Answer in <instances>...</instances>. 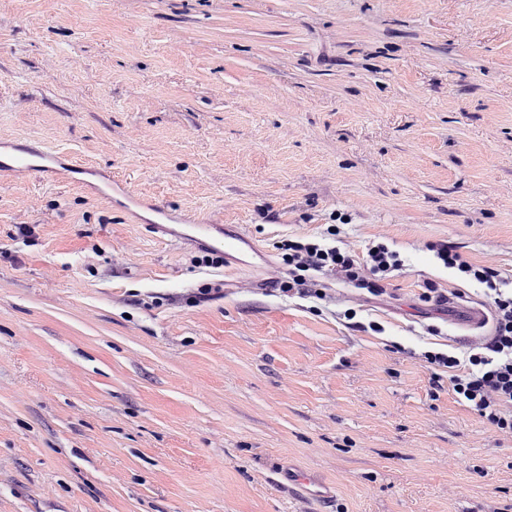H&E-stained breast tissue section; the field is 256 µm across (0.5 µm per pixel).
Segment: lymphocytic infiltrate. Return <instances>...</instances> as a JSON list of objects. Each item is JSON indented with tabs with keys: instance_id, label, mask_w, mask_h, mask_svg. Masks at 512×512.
I'll return each instance as SVG.
<instances>
[{
	"instance_id": "lymphocytic-infiltrate-1",
	"label": "lymphocytic infiltrate",
	"mask_w": 512,
	"mask_h": 512,
	"mask_svg": "<svg viewBox=\"0 0 512 512\" xmlns=\"http://www.w3.org/2000/svg\"><path fill=\"white\" fill-rule=\"evenodd\" d=\"M339 233L332 224L320 238L281 241L278 248L286 271L273 280L274 289L289 298L327 302L331 296L320 286L321 278L327 277L366 297L383 296L385 280L403 265L399 254L376 242L365 258H358L339 246ZM435 256L444 267L483 286L491 302L494 332L489 341L471 342L465 358L434 351L424 352L423 358L432 369L449 371L452 390L465 406L489 425L512 433V289L495 269L470 264L448 245H436Z\"/></svg>"
}]
</instances>
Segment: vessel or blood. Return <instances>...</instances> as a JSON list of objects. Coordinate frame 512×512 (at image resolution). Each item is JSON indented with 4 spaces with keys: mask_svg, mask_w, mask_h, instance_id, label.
I'll return each instance as SVG.
<instances>
[{
    "mask_svg": "<svg viewBox=\"0 0 512 512\" xmlns=\"http://www.w3.org/2000/svg\"><path fill=\"white\" fill-rule=\"evenodd\" d=\"M91 168L77 163L72 157L50 149L32 145H1L0 146V175L15 179L38 176L52 179L59 175L70 178L91 175ZM93 189L98 194L107 196L125 212L127 218L135 224L147 223L151 231H165L167 225L184 224L185 230L181 237L184 240L202 245L208 249L223 254L225 260H236L237 256L249 251L253 254H263L264 248L253 240L244 227L233 230L225 229L215 218L183 219L179 211L162 203L152 204L150 210L152 219H144L140 213L142 200L128 182L101 176L99 183ZM289 485L300 488L309 496L320 497L324 494L322 482L308 473L285 472L282 475Z\"/></svg>",
    "mask_w": 512,
    "mask_h": 512,
    "instance_id": "vessel-or-blood-1",
    "label": "vessel or blood"
}]
</instances>
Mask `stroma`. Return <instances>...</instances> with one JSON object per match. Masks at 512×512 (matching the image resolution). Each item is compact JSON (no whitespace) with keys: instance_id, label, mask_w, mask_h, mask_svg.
I'll use <instances>...</instances> for the list:
<instances>
[{"instance_id":"1","label":"stroma","mask_w":512,"mask_h":512,"mask_svg":"<svg viewBox=\"0 0 512 512\" xmlns=\"http://www.w3.org/2000/svg\"><path fill=\"white\" fill-rule=\"evenodd\" d=\"M1 140L244 225L278 273L339 215L404 265L335 284L351 322L0 179V512H512V435L422 358L460 313L420 299L485 300L442 243L512 285V0H0ZM281 479L288 482V486H296L300 490L312 497H326V493L323 491L325 487L323 483L316 477H311L308 473L293 472L288 469V472L279 471Z\"/></svg>"}]
</instances>
